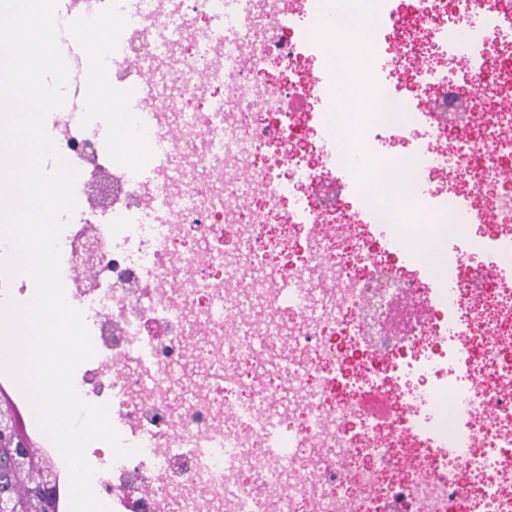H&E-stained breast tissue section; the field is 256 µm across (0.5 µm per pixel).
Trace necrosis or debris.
<instances>
[{
	"instance_id": "necrosis-or-debris-1",
	"label": "necrosis or debris",
	"mask_w": 512,
	"mask_h": 512,
	"mask_svg": "<svg viewBox=\"0 0 512 512\" xmlns=\"http://www.w3.org/2000/svg\"><path fill=\"white\" fill-rule=\"evenodd\" d=\"M126 11L127 0L57 4L68 32ZM191 11L207 32L179 59V149L196 175L180 194L146 192L140 163L126 160L130 140H155L127 99L46 121L79 172L61 267L96 354L74 382L138 449L119 461L101 442L89 452L112 467L95 476L112 512H512V188L501 172L512 164V47L495 50L512 0H380L372 72L407 118L370 126L364 142L383 159L398 145L416 158L413 189L435 193L417 210L454 224L443 273L365 200L338 194L327 56L297 35L317 0H161L155 22L130 19L103 42L117 91L184 39ZM225 161L252 179H215ZM104 177L112 204L97 214L90 186ZM150 201L178 223H148ZM91 230L103 260L80 288L75 254ZM395 294L414 314L400 334L368 308ZM194 323L211 346L197 391L177 403L172 370ZM286 335L295 352L282 360ZM284 392L293 413L278 408Z\"/></svg>"
}]
</instances>
